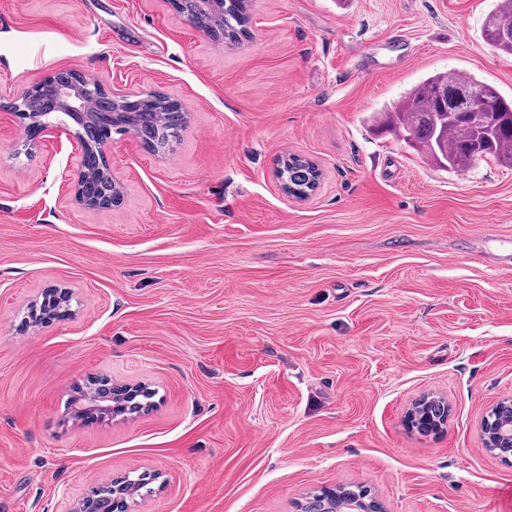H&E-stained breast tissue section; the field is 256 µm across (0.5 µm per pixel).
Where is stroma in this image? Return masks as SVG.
Masks as SVG:
<instances>
[{"label":"stroma","instance_id":"stroma-1","mask_svg":"<svg viewBox=\"0 0 512 512\" xmlns=\"http://www.w3.org/2000/svg\"><path fill=\"white\" fill-rule=\"evenodd\" d=\"M496 0H251L239 42L170 0H0V512H66L158 473L131 512H297L369 486L386 512H512V462L481 420L512 397V169L450 173L377 113L424 77L468 73L512 100ZM60 70L153 91L187 114L155 153H105L122 200L79 207L73 128L27 140L10 109ZM321 172L286 195L280 161ZM71 317L21 329L30 302ZM156 389L133 420L80 427L88 375ZM440 431H411L423 395ZM483 38L502 53L512 54V0H498L487 16Z\"/></svg>","mask_w":512,"mask_h":512}]
</instances>
